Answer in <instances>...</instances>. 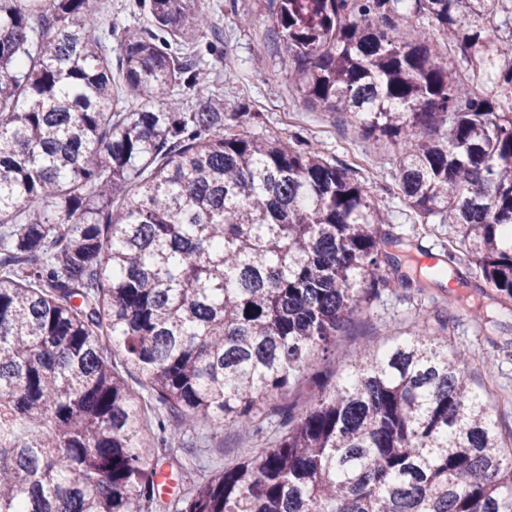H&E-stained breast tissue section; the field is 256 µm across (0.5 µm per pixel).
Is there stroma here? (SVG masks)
<instances>
[{"label":"stroma","mask_w":512,"mask_h":512,"mask_svg":"<svg viewBox=\"0 0 512 512\" xmlns=\"http://www.w3.org/2000/svg\"><path fill=\"white\" fill-rule=\"evenodd\" d=\"M209 2L221 40L217 51L206 55L205 61L213 89L224 99L225 113L253 112L246 127L252 136L285 141L298 138L314 144L324 157L347 165L352 177L369 188L375 204L388 213L395 235L418 257H438L446 252L447 238L426 232L393 189L397 177L395 149L363 136L356 126L344 122L342 114L311 107L288 85L284 74L292 63L277 48L267 0ZM458 272L459 280L428 294L379 291L354 312L343 331L350 339L380 341L409 335L419 312L438 315L448 324L449 344L470 350L473 384L492 387L499 426L507 430L512 428V304L494 303L469 266L459 265ZM473 307L482 308L483 324L468 317ZM185 452L195 459L187 468H180L175 460L162 463L170 485L163 501L175 499L187 484L220 470L227 460L250 458L253 448L228 430L216 438H186Z\"/></svg>","instance_id":"1"}]
</instances>
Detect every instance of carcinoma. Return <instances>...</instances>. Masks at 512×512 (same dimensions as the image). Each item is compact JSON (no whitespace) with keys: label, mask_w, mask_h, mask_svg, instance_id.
I'll use <instances>...</instances> for the list:
<instances>
[{"label":"carcinoma","mask_w":512,"mask_h":512,"mask_svg":"<svg viewBox=\"0 0 512 512\" xmlns=\"http://www.w3.org/2000/svg\"><path fill=\"white\" fill-rule=\"evenodd\" d=\"M269 2L287 80L396 149V189L448 228V260L393 277L401 241L346 168L252 138L249 112L229 131L204 0H130L146 23L115 60L101 0H0V512H149L153 446L175 458L226 427L260 448L175 512H512V430L448 324L421 313L411 336L357 344L340 381L290 386L368 295L423 293L448 261L512 301V44L487 32L493 3Z\"/></svg>","instance_id":"1"}]
</instances>
